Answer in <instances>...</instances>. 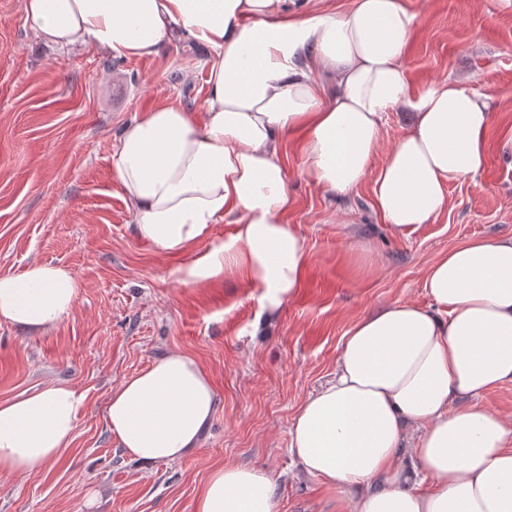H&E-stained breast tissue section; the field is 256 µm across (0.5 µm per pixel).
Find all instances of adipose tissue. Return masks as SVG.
Wrapping results in <instances>:
<instances>
[{
	"instance_id": "ef3b65f1",
	"label": "adipose tissue",
	"mask_w": 512,
	"mask_h": 512,
	"mask_svg": "<svg viewBox=\"0 0 512 512\" xmlns=\"http://www.w3.org/2000/svg\"><path fill=\"white\" fill-rule=\"evenodd\" d=\"M24 12L60 50L146 58L174 37L210 50L204 119L151 108L124 126L111 158L138 236L169 255L195 250L170 271L184 284L237 269L265 310L295 295L307 252L283 221L288 135L299 134L322 188L344 194L371 180L376 211L402 233L434 222L449 184L486 163L492 115L478 93L455 78L411 90L402 59L416 17L404 0L296 16L288 0H24ZM397 109L410 126L373 167L384 118ZM227 219L230 239L198 250ZM79 288L47 263L0 274V322L43 333L72 312ZM423 288L428 305H384L346 331L333 380L293 418L288 451L336 512H512V424L481 403L512 383V239L457 244L427 268ZM84 403L53 382L0 401V474L34 475L56 461ZM218 404L206 368L170 352L113 388L107 425L134 459L174 461L198 445ZM276 510L272 475L238 465L214 469L195 503V512Z\"/></svg>"
}]
</instances>
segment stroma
<instances>
[{"label":"stroma","instance_id":"35a3bbf8","mask_svg":"<svg viewBox=\"0 0 512 512\" xmlns=\"http://www.w3.org/2000/svg\"><path fill=\"white\" fill-rule=\"evenodd\" d=\"M416 15L403 66L412 88L454 77L486 95L487 162L448 186L433 223L392 232L372 183L338 195L287 149L293 204L283 216L307 251L297 293L262 312L239 272L197 286L172 279L194 254L161 253L134 231L111 157L129 121L159 104L201 114L210 56L172 40L149 59L46 46L24 0H0V274L34 262L80 282L71 314L29 336L0 323V401L50 382L85 397L76 437L31 476L0 475V512H194L212 470L244 465L276 480L277 512H334L288 453L294 415L330 380L342 338L369 311L428 304L429 265L472 238L512 237V0H405ZM172 351L195 354L220 403L200 445L174 462L123 452L106 424L113 387Z\"/></svg>","mask_w":512,"mask_h":512}]
</instances>
